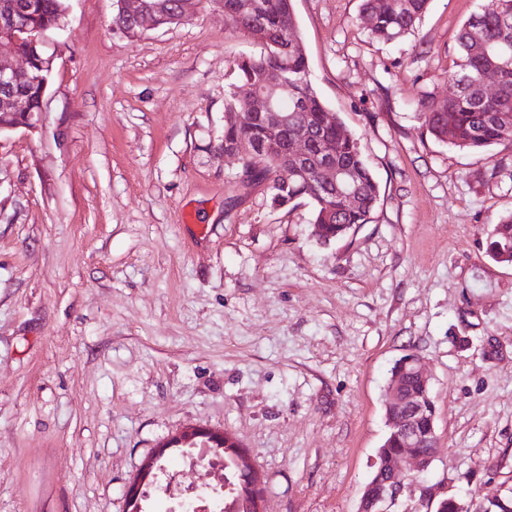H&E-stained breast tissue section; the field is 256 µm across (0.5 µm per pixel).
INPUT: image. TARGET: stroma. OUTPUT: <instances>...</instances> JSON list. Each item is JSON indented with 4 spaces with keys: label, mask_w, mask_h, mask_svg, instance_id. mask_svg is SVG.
<instances>
[{
    "label": "stroma",
    "mask_w": 512,
    "mask_h": 512,
    "mask_svg": "<svg viewBox=\"0 0 512 512\" xmlns=\"http://www.w3.org/2000/svg\"><path fill=\"white\" fill-rule=\"evenodd\" d=\"M68 0L36 129L0 134V512H125L155 448L224 431L266 512H358L389 428L390 369L431 375V501L512 490V142L459 150L413 105L451 90L483 0H431L372 40L361 0H293L313 85L381 189L327 243L302 198L240 188L224 95L260 52L224 0L130 37Z\"/></svg>",
    "instance_id": "obj_1"
}]
</instances>
